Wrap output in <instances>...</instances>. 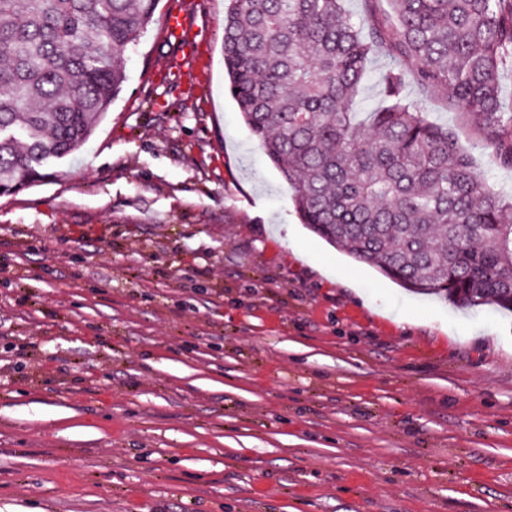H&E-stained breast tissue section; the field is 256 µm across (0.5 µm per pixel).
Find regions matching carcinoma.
Masks as SVG:
<instances>
[{"instance_id": "carcinoma-1", "label": "carcinoma", "mask_w": 512, "mask_h": 512, "mask_svg": "<svg viewBox=\"0 0 512 512\" xmlns=\"http://www.w3.org/2000/svg\"><path fill=\"white\" fill-rule=\"evenodd\" d=\"M159 0H0V195L85 145L121 93L125 55ZM230 0L228 92L258 147L288 182L301 223L410 292L462 308L512 311V200L473 166L455 133L407 100L414 79L440 94L512 167V0ZM383 104L359 86L374 56Z\"/></svg>"}]
</instances>
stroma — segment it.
I'll use <instances>...</instances> for the list:
<instances>
[{
  "label": "stroma",
  "instance_id": "obj_1",
  "mask_svg": "<svg viewBox=\"0 0 512 512\" xmlns=\"http://www.w3.org/2000/svg\"><path fill=\"white\" fill-rule=\"evenodd\" d=\"M227 7L159 0L90 141L0 196V512H512V313L300 223L227 91Z\"/></svg>",
  "mask_w": 512,
  "mask_h": 512
}]
</instances>
